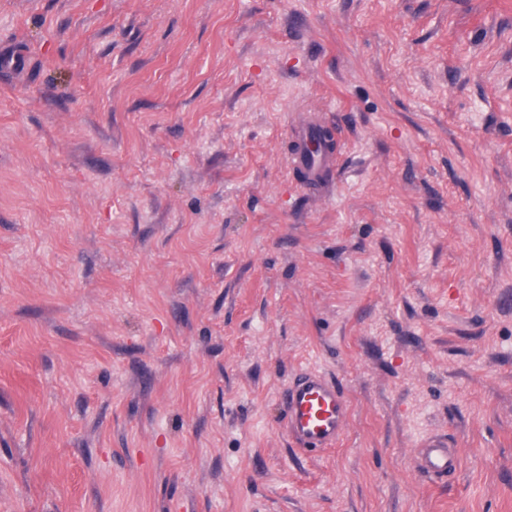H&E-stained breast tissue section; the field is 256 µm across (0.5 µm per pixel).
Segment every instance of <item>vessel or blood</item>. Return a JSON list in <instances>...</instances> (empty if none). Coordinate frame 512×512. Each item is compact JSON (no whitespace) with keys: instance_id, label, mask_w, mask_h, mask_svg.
Wrapping results in <instances>:
<instances>
[{"instance_id":"1","label":"vessel or blood","mask_w":512,"mask_h":512,"mask_svg":"<svg viewBox=\"0 0 512 512\" xmlns=\"http://www.w3.org/2000/svg\"><path fill=\"white\" fill-rule=\"evenodd\" d=\"M316 127L312 118L296 127L291 164L303 174L307 184L326 192L333 187L335 155L326 148L311 156L304 151ZM282 405L286 436L307 452L335 448L349 424V404L342 387L315 370L302 371L289 381L283 391ZM413 464L420 476L434 483H444L460 466L459 450L447 434H432L418 442Z\"/></svg>"}]
</instances>
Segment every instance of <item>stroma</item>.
I'll use <instances>...</instances> for the list:
<instances>
[{"label": "stroma", "mask_w": 512, "mask_h": 512, "mask_svg": "<svg viewBox=\"0 0 512 512\" xmlns=\"http://www.w3.org/2000/svg\"><path fill=\"white\" fill-rule=\"evenodd\" d=\"M2 57L0 512H512V0H0ZM316 121L310 117L302 121L295 129V149L292 153L291 164L304 176L307 184L317 191L328 192L334 183L332 175L336 170V156L331 150L322 148L318 153L308 156L304 148L309 145L315 129ZM282 405L286 436L307 452L335 448L349 424V404L342 387L319 371L295 375L283 391ZM416 472L434 483H447L460 466V454L445 433L431 434L416 445L413 457Z\"/></svg>", "instance_id": "stroma-1"}]
</instances>
